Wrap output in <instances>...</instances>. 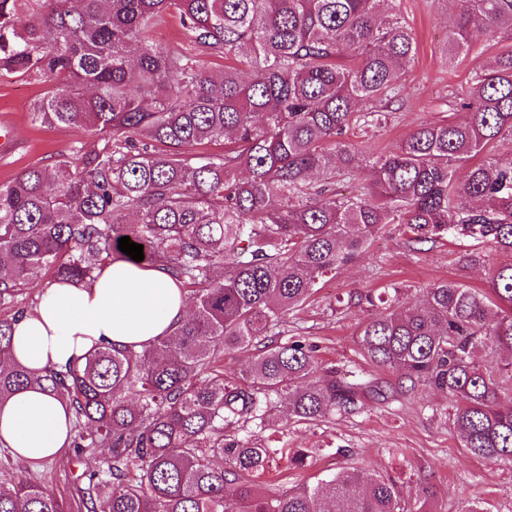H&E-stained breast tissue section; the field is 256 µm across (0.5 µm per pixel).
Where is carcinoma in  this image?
Wrapping results in <instances>:
<instances>
[{
	"label": "carcinoma",
	"mask_w": 512,
	"mask_h": 512,
	"mask_svg": "<svg viewBox=\"0 0 512 512\" xmlns=\"http://www.w3.org/2000/svg\"><path fill=\"white\" fill-rule=\"evenodd\" d=\"M0 0V78L50 84L31 108L47 126L95 130L89 154L59 155L0 185V307L30 285L84 283L123 236L139 265L164 269L192 299L170 336L141 351L97 347L78 366L37 374L9 362L16 316L0 317V401L23 387L69 404L71 445L94 454L88 512H430L376 471L349 467L299 491L270 495L247 479L282 455L311 450L245 434L283 416L302 424L396 400L420 386L448 395L463 447L512 464V265L489 287L426 289L364 323V359L398 386L323 369L315 346L285 336V317L320 282L368 254L388 225L416 251L451 234L512 252V158L481 159L512 138V51L479 64L461 121L420 125L367 164L359 194L311 174L360 168L344 140L382 124L416 54L411 28L382 0ZM179 19L187 45L151 37ZM512 34V0H466L448 26L453 65L481 35ZM231 60L220 71L205 59ZM226 141L219 154L195 147ZM247 176L240 179L237 171ZM252 352L237 381L224 355ZM0 512H68L42 485H0Z\"/></svg>",
	"instance_id": "carcinoma-1"
}]
</instances>
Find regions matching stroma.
I'll return each mask as SVG.
<instances>
[{"label":"stroma","instance_id":"obj_1","mask_svg":"<svg viewBox=\"0 0 512 512\" xmlns=\"http://www.w3.org/2000/svg\"><path fill=\"white\" fill-rule=\"evenodd\" d=\"M392 6L412 28L417 54L406 76V91L392 103L387 121L348 132L347 141L365 157L393 151L420 124L463 120L466 112L456 99L466 93L480 60L512 48L510 39L495 42L482 36L467 58L448 66L443 56L448 21L451 12L460 10L461 0H392ZM46 89V84L24 77L0 79V122L13 127L11 146L0 150V184L50 157L77 147L90 152L100 145L90 128H47L33 122L30 109ZM511 263L512 254L492 245L453 238L414 252L392 226L379 234L367 256L326 277L304 309L287 316L285 328L290 336L315 345L322 364L359 365L363 358L356 335L384 306L355 300V293L395 287L402 302L414 303L423 289L440 281L488 288L497 269ZM277 431L289 447L310 448L314 455L301 469L276 460L262 479L268 492L315 485L342 466L367 467L391 476L408 500L419 485H434L435 512H459L465 498L483 502L489 512H512V466L477 458L462 447L448 422V397L439 390L422 386L397 402L370 397L359 413L339 414L317 426L283 420ZM331 442L346 448V455L327 452ZM91 463L90 456H78L72 447L40 464L14 459L0 448V482L30 478L64 500L70 512H86L80 502L82 472Z\"/></svg>","mask_w":512,"mask_h":512}]
</instances>
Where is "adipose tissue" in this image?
I'll return each instance as SVG.
<instances>
[{"instance_id": "adipose-tissue-1", "label": "adipose tissue", "mask_w": 512, "mask_h": 512, "mask_svg": "<svg viewBox=\"0 0 512 512\" xmlns=\"http://www.w3.org/2000/svg\"><path fill=\"white\" fill-rule=\"evenodd\" d=\"M187 314L185 293L165 271L115 259L88 282L43 288L34 310L13 325L11 358L40 372L104 344L139 351L171 335ZM70 432L68 404L48 393L24 389L0 403V447L13 457L54 458L68 448Z\"/></svg>"}]
</instances>
